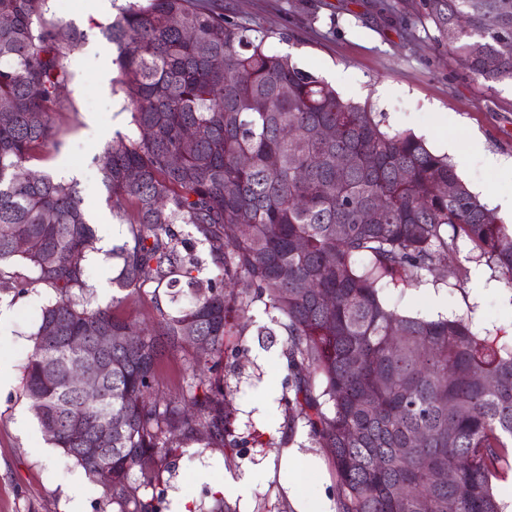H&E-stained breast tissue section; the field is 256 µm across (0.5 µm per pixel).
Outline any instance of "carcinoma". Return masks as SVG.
Returning a JSON list of instances; mask_svg holds the SVG:
<instances>
[{"mask_svg": "<svg viewBox=\"0 0 512 512\" xmlns=\"http://www.w3.org/2000/svg\"><path fill=\"white\" fill-rule=\"evenodd\" d=\"M46 3L0 0V290L52 293L23 385L41 397L51 444L117 512H159L141 491L163 484L180 448L240 445L224 347L260 303L286 336L288 435L301 422L329 449L339 512H505L496 484L512 474V336L483 335L469 317L404 314L380 291L422 271L462 274L461 239L512 284V225L414 133L383 129L370 105L269 52L273 32L206 0H128L100 25L117 49L131 130L102 150L101 181L128 239L112 249V303L98 305L83 264L97 235L77 184L29 169L54 139L64 60L85 39L48 23ZM421 6L466 70L512 83V53L500 49L512 42V0ZM182 224L207 245L216 277H200ZM148 286L189 303L171 310L155 295V319L126 340L135 325L121 308ZM97 332L116 337L103 355L112 371L87 403L72 382L80 356L69 337ZM189 348L191 383L154 395L160 355ZM106 425L112 466L102 468L94 448ZM417 434L425 441L408 446ZM443 470L453 481H435Z\"/></svg>", "mask_w": 512, "mask_h": 512, "instance_id": "carcinoma-1", "label": "carcinoma"}]
</instances>
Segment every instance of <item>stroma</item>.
Listing matches in <instances>:
<instances>
[{
	"label": "stroma",
	"instance_id": "stroma-1",
	"mask_svg": "<svg viewBox=\"0 0 512 512\" xmlns=\"http://www.w3.org/2000/svg\"><path fill=\"white\" fill-rule=\"evenodd\" d=\"M225 17L252 29L274 31L271 52L290 54L303 69L322 78L336 70L350 71L358 90L345 99L374 108L385 130L424 135L427 146L442 153L443 140H453L457 154H466L471 138L485 153L512 158V85L488 83L469 74L435 40L420 0H209ZM126 0H109L98 10L96 0H50L49 20L72 24L87 34L86 43L65 60L70 77L62 92L64 107L53 117V144L41 148L37 169L58 180H76L83 206L97 228L101 259L88 262V280L95 300L112 301L107 286L118 268L112 247L127 234L112 218L100 182L97 155L115 132L128 131L130 115L116 90L117 50L97 27L115 16ZM488 208L512 195V178L472 158L462 176ZM472 245L459 243L458 260L467 276L456 279L443 271L425 272L403 288L383 289V297L412 316L471 317L476 330L498 327L512 333V284L486 262L471 261ZM50 295L35 287L20 293L0 291V307L9 318L0 324V356L23 374L41 307ZM252 323L224 352V367L234 387L231 421L237 436L261 433V444L231 450L190 443L181 448L160 494V512H170L173 490L188 501L189 512H209L215 500L226 499L234 512H299L313 500L336 503V482L330 455L306 427L288 432V407L276 400L272 411L258 415L256 399L266 386L284 388L288 365L283 334L260 335L271 320L262 306L251 312ZM46 439L21 384L0 391V512H68L65 487L79 468L62 454L45 458ZM301 448V459L284 462V450ZM246 482L245 493L234 483ZM298 486L290 498L288 485Z\"/></svg>",
	"mask_w": 512,
	"mask_h": 512
}]
</instances>
